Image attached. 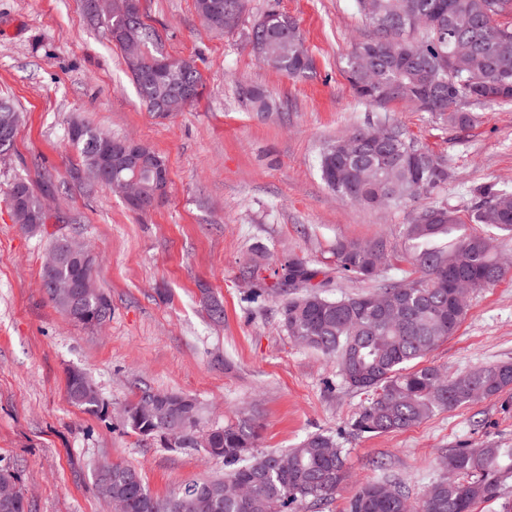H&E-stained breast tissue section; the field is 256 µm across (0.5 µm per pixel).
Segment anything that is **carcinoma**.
<instances>
[{"label":"carcinoma","mask_w":512,"mask_h":512,"mask_svg":"<svg viewBox=\"0 0 512 512\" xmlns=\"http://www.w3.org/2000/svg\"><path fill=\"white\" fill-rule=\"evenodd\" d=\"M224 2V11L242 18L248 0H195L199 16ZM122 0H112V16L100 19L95 0H85L90 22L109 38L129 36L142 48L148 66H160L165 57L150 51L155 36L143 16L121 10ZM375 17L365 16L371 29L363 41L369 47V64L375 78L366 79L348 58L346 79L362 102L386 105L405 102L436 115L452 126L466 127L474 114L462 109L468 100L492 105L512 102V51L499 54L497 42H512V0H372ZM395 27L402 36L406 54L386 61L387 48L378 37L375 20ZM276 34L268 56L257 53L265 65L288 76L302 77L312 71L313 61L305 48L296 21L270 5L247 31L256 45ZM457 42L468 53L453 54ZM171 84L204 88L197 64H185L167 73ZM138 96L146 106L165 94L161 82L133 78ZM243 101L259 112L271 109L264 90L242 89ZM388 137L379 148L371 146L372 122L354 127L359 151L342 155L338 137L323 147L319 157L322 180L338 197L368 208L390 207L421 196L441 193L448 183V163L418 140L407 135L392 117L383 116ZM73 124L83 134L68 136L76 148L82 172L92 188L102 184L104 170L98 159L101 131L82 121ZM168 171L165 157L155 155V164L139 173L145 199L135 212L145 214L165 195L154 194V185ZM23 207L11 213L14 223L32 235L31 216L42 211L49 189L39 192L25 178L11 183ZM481 225L512 235V192L485 187L467 211L444 198L412 211L403 225L405 249L401 255L410 271L400 280L377 285L386 298L384 315L375 313L372 292L330 298L314 289L319 271L301 258L281 266L279 287L294 292L281 303V323L297 344L315 349L336 362L343 381L357 391L372 394L352 420L358 434H387L415 427L436 414L491 398L512 389V363L482 364L466 371L447 373L426 358L454 335L466 308L453 299L454 289L495 286L506 274L498 261L493 237L481 233ZM333 255L336 270L361 281H373L391 259L387 241H338ZM74 323L92 328L112 316L107 294L87 295L67 310ZM67 396L72 405L97 418L107 416L109 404L95 382L81 370L67 375ZM164 398L167 409L143 412L140 407L153 398ZM124 424L149 438L165 437L177 428H188L186 448H201L224 460V476L189 481L168 496H154L140 469L112 463V479L103 484L92 471L96 494L110 502L114 512H298L305 504L320 506L336 494L346 475V452L336 437L315 433L284 460L275 452H255L259 425L252 416L237 422L198 430L199 405L195 398L178 393L139 390L136 400L123 411ZM441 468L456 474L455 484L445 478L433 480L417 502L401 479H381L363 484L349 501V512H473L480 502L502 496L512 480V448L487 441L475 448H451L441 459Z\"/></svg>","instance_id":"obj_1"}]
</instances>
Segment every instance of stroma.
Here are the masks:
<instances>
[{
	"mask_svg": "<svg viewBox=\"0 0 512 512\" xmlns=\"http://www.w3.org/2000/svg\"><path fill=\"white\" fill-rule=\"evenodd\" d=\"M299 23L315 69L286 77L253 55L245 31L267 8ZM155 49L195 59L205 80L200 99L165 119L147 112L119 48L86 16L84 0H0V99L21 123L14 151L0 156V466L17 475L27 512H113L92 489L97 462L141 469L150 492L222 476V459L171 449L126 427L119 412L140 387L194 397L201 428L255 415L258 448L287 453L308 435H334L348 477L325 512H346L359 486L389 475L413 499L441 474L444 449L496 440L512 447V389L438 413L412 429L357 435L350 423L368 394L350 389L336 364L294 342L280 320V298H255L241 279L259 266L266 286L299 257L318 269L326 293L368 290L336 271L340 241L385 238L394 253L421 197L388 209L343 201L323 183V145L393 113L409 136L446 159L443 195L467 207L480 187L512 190V104L468 103L473 125H448L403 102L359 104L344 76L346 58L370 29L357 0H249L240 31L208 30L194 0H141ZM265 89L272 108L245 107L240 90ZM145 141L169 163L167 200L132 212L107 188L72 178L79 167L70 121ZM57 187L54 204L71 223L44 235L14 224L6 192L15 178ZM80 234L96 251L94 276L112 300L103 328L72 323L40 286L50 235ZM224 305L213 322L203 295ZM430 362L449 372L512 361V272L471 292L455 334ZM86 372L109 404L98 419L66 397L68 370Z\"/></svg>",
	"mask_w": 512,
	"mask_h": 512,
	"instance_id": "1",
	"label": "stroma"
}]
</instances>
